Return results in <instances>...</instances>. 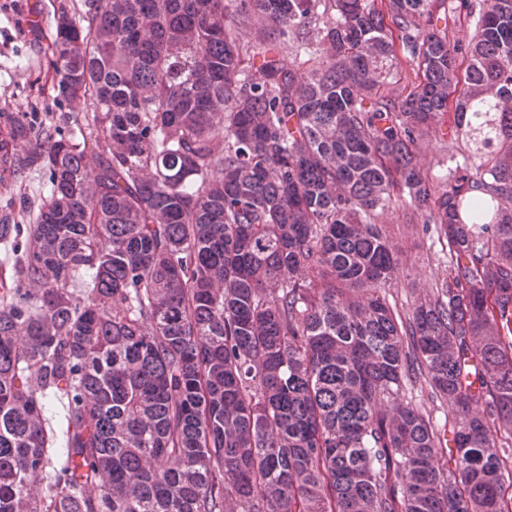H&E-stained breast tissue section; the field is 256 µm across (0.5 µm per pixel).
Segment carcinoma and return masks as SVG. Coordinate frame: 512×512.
<instances>
[{"mask_svg": "<svg viewBox=\"0 0 512 512\" xmlns=\"http://www.w3.org/2000/svg\"><path fill=\"white\" fill-rule=\"evenodd\" d=\"M85 7L79 135L39 129L49 194L0 223V512H512V0ZM400 200L448 260L404 314ZM446 127L430 132L418 146L416 161L418 166L438 185L443 187L448 175V138L442 137ZM411 395L413 396V402L425 408L439 427L444 428L447 425L446 428H448V420L451 419L452 413L447 404H440L439 402L432 404L426 396H423L416 389L412 391Z\"/></svg>", "mask_w": 512, "mask_h": 512, "instance_id": "carcinoma-1", "label": "carcinoma"}]
</instances>
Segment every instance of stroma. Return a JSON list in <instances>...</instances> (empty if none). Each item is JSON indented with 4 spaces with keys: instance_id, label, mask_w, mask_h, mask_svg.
I'll return each mask as SVG.
<instances>
[{
    "instance_id": "obj_1",
    "label": "stroma",
    "mask_w": 512,
    "mask_h": 512,
    "mask_svg": "<svg viewBox=\"0 0 512 512\" xmlns=\"http://www.w3.org/2000/svg\"><path fill=\"white\" fill-rule=\"evenodd\" d=\"M85 0H17L13 10H0V139L12 142L14 152L25 156L33 140H13L16 122L32 125L59 123L69 116V132L85 112L83 101L58 106L54 99L55 72L51 45L60 11L79 15ZM418 166L436 183L448 173V141L441 132H430L418 146ZM44 170L21 171L0 164V222L31 224L47 194ZM411 209L396 203L378 218L390 230L404 255L399 278L388 292L389 300L410 306L414 297L430 290L447 272L435 238L422 230L421 222L410 219Z\"/></svg>"
}]
</instances>
